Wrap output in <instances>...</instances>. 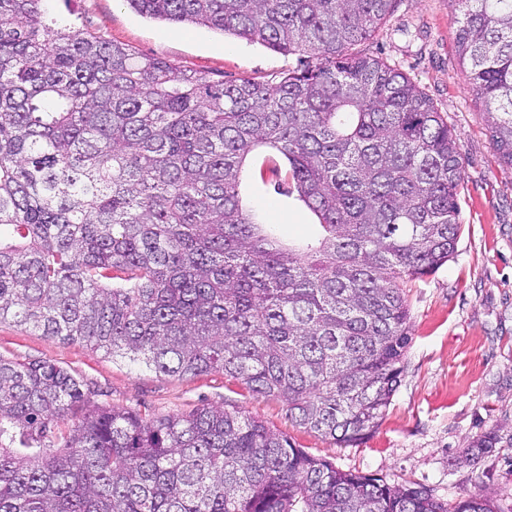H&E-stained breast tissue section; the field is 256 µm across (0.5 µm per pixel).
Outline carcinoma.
<instances>
[{"mask_svg": "<svg viewBox=\"0 0 512 512\" xmlns=\"http://www.w3.org/2000/svg\"><path fill=\"white\" fill-rule=\"evenodd\" d=\"M0 0V323L181 378L222 371L339 446L377 429L411 342L404 285L448 262L463 180L448 121L353 51L396 0H124L298 55L226 83ZM457 47L512 164V0H459ZM320 230L243 209L257 146ZM46 360L0 357V512H497L343 471L235 409L89 405Z\"/></svg>", "mask_w": 512, "mask_h": 512, "instance_id": "carcinoma-1", "label": "carcinoma"}]
</instances>
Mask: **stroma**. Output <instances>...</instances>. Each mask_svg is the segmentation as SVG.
I'll return each instance as SVG.
<instances>
[{"label": "stroma", "instance_id": "1", "mask_svg": "<svg viewBox=\"0 0 512 512\" xmlns=\"http://www.w3.org/2000/svg\"><path fill=\"white\" fill-rule=\"evenodd\" d=\"M42 10L50 27L71 26L217 80L274 82L297 65L296 57L257 42L141 16L123 0H42ZM460 17L456 0H399L357 47L406 73L447 117L464 175L455 252L406 291L411 343L403 380L382 424L362 443L340 447L295 426L281 402L254 396L223 373L165 376L29 326L0 324V356L51 361L83 380L92 402L149 416L227 403L341 470L413 482L443 499L486 495L500 512H512V166L492 146L469 66L457 53ZM276 167L287 169V160L257 148L239 197L283 239L297 241L317 218L297 196L278 193ZM489 435L498 436L496 448L466 460L473 441Z\"/></svg>", "mask_w": 512, "mask_h": 512}]
</instances>
